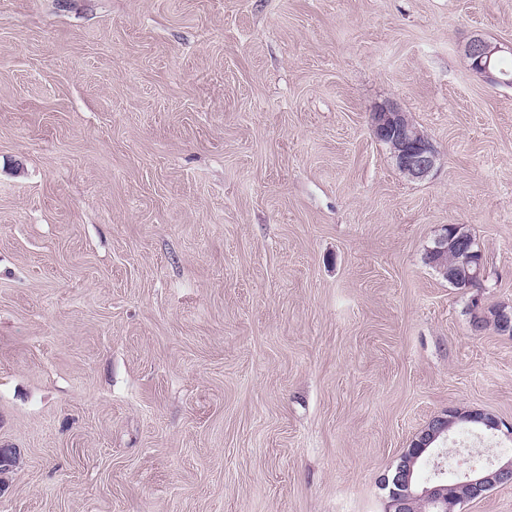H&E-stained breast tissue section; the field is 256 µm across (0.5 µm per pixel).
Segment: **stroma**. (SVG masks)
Instances as JSON below:
<instances>
[{
    "label": "stroma",
    "instance_id": "stroma-1",
    "mask_svg": "<svg viewBox=\"0 0 512 512\" xmlns=\"http://www.w3.org/2000/svg\"><path fill=\"white\" fill-rule=\"evenodd\" d=\"M512 0H0V512H384L449 408L512 422ZM439 158L407 178L369 115ZM493 456L512 441L459 444ZM512 54L510 47L497 46L481 36L473 37L465 48L466 57L470 60V66L476 73L482 75L492 85L512 86V63L509 66L504 62L505 68L499 64L502 53ZM478 247L475 242L474 248ZM449 249H454L464 256L463 262L456 267L450 266L457 264V254L448 251ZM475 249H472V243L469 244L465 239L448 236L447 226V229L444 227L443 232L436 238L435 245L430 252L435 255L448 252L443 259L448 267L443 269L442 273L454 288L466 292L470 288H474V283L480 282L484 271L483 260H481L482 252ZM472 308H474V319L484 321L486 326L493 327L503 335H512V309L491 308L482 309L479 295L471 297Z\"/></svg>",
    "mask_w": 512,
    "mask_h": 512
}]
</instances>
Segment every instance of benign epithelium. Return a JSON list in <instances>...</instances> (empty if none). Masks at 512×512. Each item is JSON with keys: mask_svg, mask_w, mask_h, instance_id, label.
Instances as JSON below:
<instances>
[{"mask_svg": "<svg viewBox=\"0 0 512 512\" xmlns=\"http://www.w3.org/2000/svg\"><path fill=\"white\" fill-rule=\"evenodd\" d=\"M512 54V46L503 48L481 36L473 37L465 48L471 68L493 85L512 86V73L499 64L502 53ZM370 128L373 136L388 145L397 168L408 178L420 180L428 176L437 160V151L421 130L406 116L394 108H381L371 114ZM454 249L464 256L463 262L456 267L443 269L446 280L455 288L466 292L473 284L480 282L483 274L482 252L472 248L462 238L451 237L448 229L436 238L431 253L444 254ZM475 318L485 322L503 335H512V309L481 308L480 297H471ZM460 422H478L492 432H502L512 439V425L505 424L497 415L480 410H462L448 408L434 416L420 431L422 444L412 448L413 457L401 454L391 474L381 479V485L387 489L386 512H408L411 503L421 500L436 505L440 500L443 485L433 483L429 486L418 484L414 464H428L435 456L431 444L437 439L447 437L453 426ZM512 484V457H500L493 467L486 470L471 471L457 478L452 486L453 494L465 504L484 497L490 489Z\"/></svg>", "mask_w": 512, "mask_h": 512, "instance_id": "benign-epithelium-1", "label": "benign epithelium"}]
</instances>
